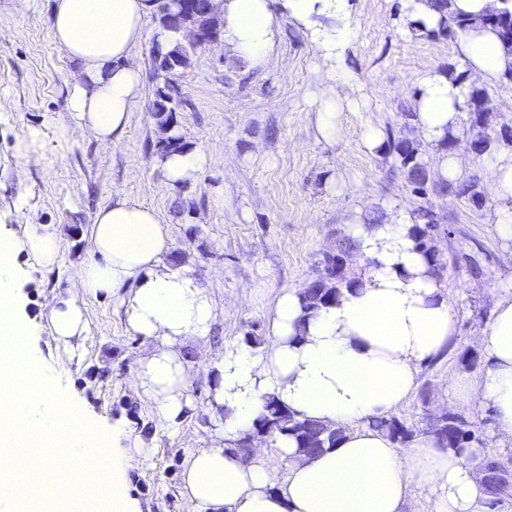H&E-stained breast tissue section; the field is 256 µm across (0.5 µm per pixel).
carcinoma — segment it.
Here are the masks:
<instances>
[{
  "label": "carcinoma",
  "instance_id": "carcinoma-1",
  "mask_svg": "<svg viewBox=\"0 0 512 512\" xmlns=\"http://www.w3.org/2000/svg\"><path fill=\"white\" fill-rule=\"evenodd\" d=\"M432 7L440 14L439 29L429 32L432 37L457 38L459 32L467 29H490L508 52H512V0H501L499 10L487 12L479 18H465L452 10V0H431ZM153 77L156 81L154 96L166 91L167 86H179L174 75L152 61ZM488 96L487 88L473 86L462 112L467 115L466 125L472 134L481 138L482 153L491 151L492 147L504 140L512 141V127L507 125L495 129L494 114L484 107ZM172 105L168 109L153 112L157 126L162 130L173 128L172 110L178 109L184 102L183 92L170 98ZM386 153L393 156L406 174L412 192L420 198L415 209L417 223L411 228L410 235L416 248L425 255L431 254L430 239L442 230L441 217L435 210L431 197L453 196L468 198L476 207L482 206L483 198L476 191L477 179L463 182H434L426 166L421 161V144L407 138L387 137ZM355 244L346 236L338 239L336 249L319 261L317 276L313 284L303 287L301 293L304 315L309 316L318 310L335 303L342 289L351 282L347 279L344 267L355 257ZM255 430L268 432V437L275 442L281 437H290L296 447L305 448L314 443L318 451L331 448L340 437V431L310 419L297 418L287 406L275 398L267 399L264 412L256 419ZM371 427L384 433L394 443L404 446L413 438V431L408 429L395 416H380L372 420ZM426 433L435 437L442 446L463 449L471 442H480L476 437L474 425L451 413L434 416L427 423Z\"/></svg>",
  "mask_w": 512,
  "mask_h": 512
}]
</instances>
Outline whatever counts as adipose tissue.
<instances>
[{
    "mask_svg": "<svg viewBox=\"0 0 512 512\" xmlns=\"http://www.w3.org/2000/svg\"><path fill=\"white\" fill-rule=\"evenodd\" d=\"M156 11V0H53V39L77 66L68 98L73 129L107 146L121 144L142 95L135 50ZM354 13L353 0L217 2L225 52L250 67L266 66L277 54L282 21L306 33L325 72L315 122L326 141L342 136L339 112L355 105L338 94L356 84L346 65L359 36ZM457 49L468 72L485 83L512 64V54L488 30L460 33ZM414 84L416 134L433 148L429 167L440 179H461L463 159L443 142L447 134H463L459 115L469 85L435 70L416 75ZM487 172L491 220L512 244V148L493 154ZM414 222L405 207L377 222L355 209L345 226L362 261L348 268L352 286L339 301L307 317L298 289L284 290L266 345L241 342L220 352L211 396L218 444L183 461L185 512H407L418 490L432 496L436 512H489L479 474L484 449L461 453L430 435L400 448L368 425L406 401L421 363L456 335L446 286L410 235ZM173 241L171 225L154 208L117 196L94 215L93 258L77 272L75 297L53 307L50 317L51 336L67 344L86 330L78 296L121 294L128 331L155 343L133 389L166 423L192 404L182 347L188 338L210 336L217 319L193 280L162 270ZM60 249L59 236L45 224L27 223L20 237L0 233V512H37L50 500L60 512H134L127 475L147 461L151 447L123 428L104 440L76 394L51 388L41 357L21 343L30 327L15 292L16 258L26 254L50 270ZM477 341L483 366L453 381L455 399L490 412L497 444L512 445V295L496 301ZM267 395L299 417L343 428L342 438L313 458L298 454L288 438L243 461L221 442L252 428ZM48 442L58 445L56 455L44 451ZM278 459L288 462L280 481Z\"/></svg>",
    "mask_w": 512,
    "mask_h": 512,
    "instance_id": "obj_1",
    "label": "adipose tissue"
}]
</instances>
